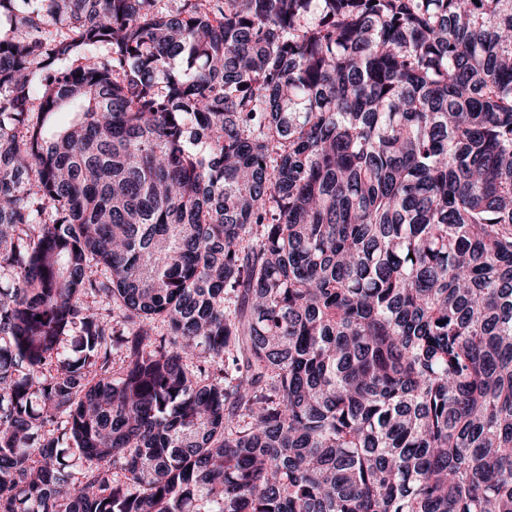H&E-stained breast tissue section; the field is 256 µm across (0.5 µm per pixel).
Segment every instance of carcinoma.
Segmentation results:
<instances>
[{
  "mask_svg": "<svg viewBox=\"0 0 512 512\" xmlns=\"http://www.w3.org/2000/svg\"><path fill=\"white\" fill-rule=\"evenodd\" d=\"M1 16L0 512H512V0Z\"/></svg>",
  "mask_w": 512,
  "mask_h": 512,
  "instance_id": "1",
  "label": "carcinoma"
}]
</instances>
